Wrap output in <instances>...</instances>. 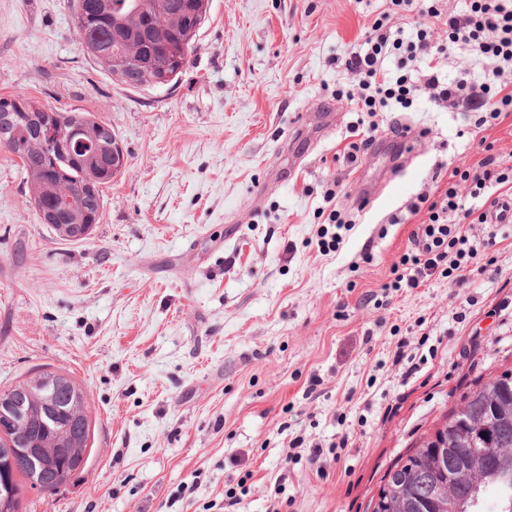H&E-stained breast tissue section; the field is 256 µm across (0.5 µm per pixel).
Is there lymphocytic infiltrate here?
Segmentation results:
<instances>
[{
    "label": "lymphocytic infiltrate",
    "instance_id": "obj_1",
    "mask_svg": "<svg viewBox=\"0 0 512 512\" xmlns=\"http://www.w3.org/2000/svg\"><path fill=\"white\" fill-rule=\"evenodd\" d=\"M403 12L417 15L407 41L393 36L389 27ZM439 24L447 26V40L435 39ZM458 45L469 47L482 62L480 76L451 79L444 74L442 62ZM392 58L397 65L391 69L386 62ZM341 65L358 81L356 88L336 92L361 114L351 128L353 149L373 145L379 133L378 113L396 106L410 108L420 91L444 109L479 99L476 127L498 124L512 115V0H470L469 10L461 13L441 8L440 0H389L387 11L373 21L364 48L342 57ZM483 150L475 170L453 168L446 186L420 193L405 212L390 216L393 224L420 213L425 216L393 270V288L412 290L435 276L454 284L466 280L469 263L481 252L480 242L469 238L467 225L486 223L501 196H512V166L504 165L491 145ZM464 183L469 186L466 205L458 200Z\"/></svg>",
    "mask_w": 512,
    "mask_h": 512
}]
</instances>
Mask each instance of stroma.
<instances>
[{"label":"stroma","mask_w":512,"mask_h":512,"mask_svg":"<svg viewBox=\"0 0 512 512\" xmlns=\"http://www.w3.org/2000/svg\"><path fill=\"white\" fill-rule=\"evenodd\" d=\"M385 7L211 0L178 79L131 90L83 50L71 0H0V98L93 113L127 157L90 237L69 242L0 148V390L65 374L94 423L89 467L55 495L27 491L23 512H201L248 471L240 512H268L278 485L282 512H373L389 472L512 369V223L471 225L483 249L462 285L376 300L421 222L391 214L476 166L479 140L512 165V117L478 129L424 94L352 152L336 59ZM328 105L330 132L295 126ZM405 128L425 136L389 158L383 140ZM370 183L382 192L359 210ZM330 189L355 226L326 252ZM298 436L325 447L323 476L288 458Z\"/></svg>","instance_id":"stroma-1"}]
</instances>
